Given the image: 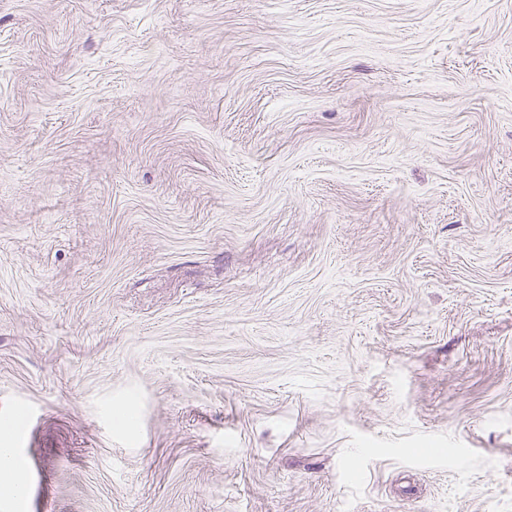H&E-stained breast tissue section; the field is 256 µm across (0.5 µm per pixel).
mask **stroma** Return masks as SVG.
Listing matches in <instances>:
<instances>
[{
    "label": "stroma",
    "instance_id": "stroma-1",
    "mask_svg": "<svg viewBox=\"0 0 512 512\" xmlns=\"http://www.w3.org/2000/svg\"><path fill=\"white\" fill-rule=\"evenodd\" d=\"M0 512H512V0H0Z\"/></svg>",
    "mask_w": 512,
    "mask_h": 512
}]
</instances>
